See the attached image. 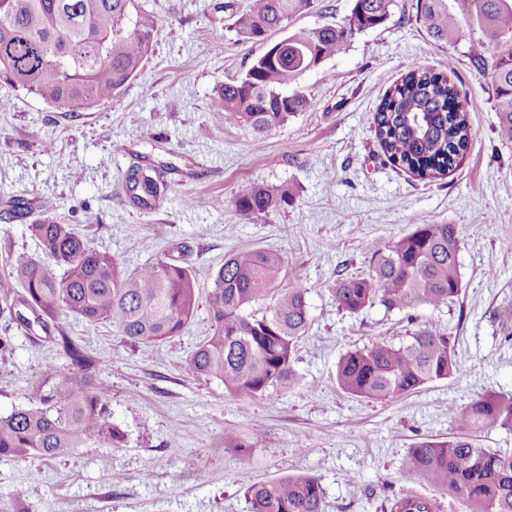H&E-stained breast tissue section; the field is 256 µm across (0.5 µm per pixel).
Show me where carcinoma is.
I'll return each mask as SVG.
<instances>
[{
    "label": "carcinoma",
    "instance_id": "cac0c4a2",
    "mask_svg": "<svg viewBox=\"0 0 512 512\" xmlns=\"http://www.w3.org/2000/svg\"><path fill=\"white\" fill-rule=\"evenodd\" d=\"M472 21L488 36L477 59L491 58L498 134L512 142V0H472ZM399 0H353L341 22L288 34V54L270 45L245 74L220 86L213 109L224 118L263 134L311 107L298 79L346 50L356 35L385 24ZM227 27L252 42L288 27L317 0H224ZM416 19L437 42L453 40L459 17L448 0H416ZM160 28L155 8L138 0H0V81L66 112H85L109 103L138 74ZM457 85L443 72L412 66L386 93L371 127L387 160L424 183L453 170L467 151L468 112L454 108ZM134 204L149 208L166 184L156 171L136 169L125 179ZM296 187L244 184L227 201L236 213L267 217L294 202ZM40 254L13 252L0 265V320L29 327L19 305L42 327L62 313L89 323H109L131 342L164 343L182 335L197 316L200 284L179 261L145 264L131 271L108 251L91 246L72 225L44 217L27 225ZM460 239L453 224H417L391 240L362 244L366 269L341 277L330 293L337 307L358 315L380 305L388 311L417 306L439 309L462 290ZM283 257L246 249L224 258L212 273L208 294L209 332L192 350L187 372L215 379L235 397H263L291 381L298 346L311 324L309 289L295 278L281 286ZM272 300L266 312L251 307ZM73 376L44 369L51 382L37 406L0 416V456L56 459L94 441L107 448L125 442L112 424L107 388L93 371L99 360L69 336L57 339ZM459 371L456 337L426 323L399 344L387 341L343 354L336 385L351 397L393 400ZM462 433L444 441L424 439L409 449L402 467L466 503L469 512H512V451L481 448L475 434L488 429L512 433V393L488 392L464 410H450ZM249 512H326L323 489L310 474L251 482ZM390 512H439L436 500L401 492L386 497Z\"/></svg>",
    "mask_w": 512,
    "mask_h": 512
}]
</instances>
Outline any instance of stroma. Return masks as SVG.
Listing matches in <instances>:
<instances>
[{
    "label": "stroma",
    "instance_id": "obj_1",
    "mask_svg": "<svg viewBox=\"0 0 512 512\" xmlns=\"http://www.w3.org/2000/svg\"><path fill=\"white\" fill-rule=\"evenodd\" d=\"M219 0H157L160 34L137 76L112 103L63 112L23 90L0 86V256L36 252L27 226L42 200L127 268L169 256L189 264L203 288L225 255L280 253L281 279L309 288L311 327L293 365V385L241 399L217 380L189 375L186 358L205 336L206 308L180 337L134 344L110 324L60 316L48 329L5 326L0 413L38 401L46 364L68 372L54 338L65 332L100 358L121 447L89 444L42 462L0 459V501L18 512H248L245 487L294 473L319 478L327 512H383L380 488L438 499L441 512L467 505L431 485L403 479L402 462L421 438L459 434L449 408L512 392V333L494 317L512 303V142L497 134L491 71L470 50L479 28L439 44L415 7L357 35L347 50L303 74L311 107L266 135L213 111L217 87L239 78L264 50L224 26ZM447 72L462 92L471 142L457 167L425 184L391 165L369 127L389 87L409 65ZM157 169L168 190L157 205H133L131 170ZM246 183L298 184L291 206L265 220L213 207ZM22 199L13 218L4 209ZM417 224H453L460 237L462 293L448 308H416L457 331L459 373L405 398L348 396L335 382L346 351L405 338V313L381 306L352 316L329 292L338 274L364 269L361 244ZM249 441L237 452L231 439ZM374 487L366 497L365 487Z\"/></svg>",
    "mask_w": 512,
    "mask_h": 512
}]
</instances>
